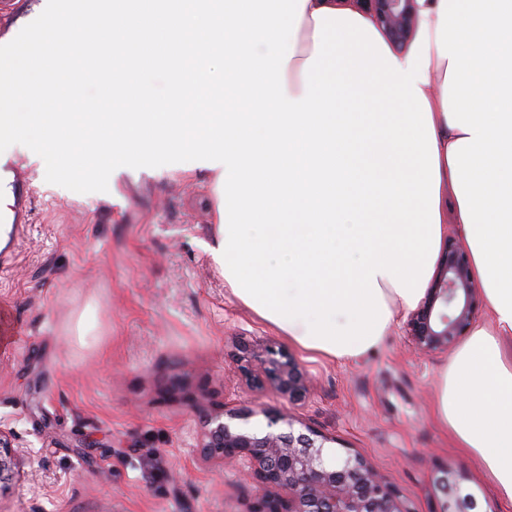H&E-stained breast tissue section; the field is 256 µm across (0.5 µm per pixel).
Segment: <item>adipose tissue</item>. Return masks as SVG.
Masks as SVG:
<instances>
[{"label":"adipose tissue","instance_id":"ef3b65f1","mask_svg":"<svg viewBox=\"0 0 512 512\" xmlns=\"http://www.w3.org/2000/svg\"><path fill=\"white\" fill-rule=\"evenodd\" d=\"M323 0H304L285 83L304 92ZM428 24L421 90L431 108L441 189L469 244L487 322L438 372L434 410L459 448L512 504V0H418Z\"/></svg>","mask_w":512,"mask_h":512}]
</instances>
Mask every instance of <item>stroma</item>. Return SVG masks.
I'll list each match as a JSON object with an SVG mask.
<instances>
[{
  "label": "stroma",
  "instance_id": "stroma-1",
  "mask_svg": "<svg viewBox=\"0 0 512 512\" xmlns=\"http://www.w3.org/2000/svg\"><path fill=\"white\" fill-rule=\"evenodd\" d=\"M44 0H0V45ZM29 175V221L0 244V429L15 476L0 512H254L262 495L238 466L207 458L210 416L250 413L267 430L287 413L368 459L407 512H438V470L462 472L483 512H512L434 413L447 354L415 351L399 314L384 342L351 360L305 352L224 285L206 246L216 222L200 174H113L77 193ZM91 311L94 334L72 328ZM292 356L305 398L255 388L236 358Z\"/></svg>",
  "mask_w": 512,
  "mask_h": 512
}]
</instances>
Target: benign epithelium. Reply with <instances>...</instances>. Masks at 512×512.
Masks as SVG:
<instances>
[{
	"label": "benign epithelium",
	"mask_w": 512,
	"mask_h": 512,
	"mask_svg": "<svg viewBox=\"0 0 512 512\" xmlns=\"http://www.w3.org/2000/svg\"><path fill=\"white\" fill-rule=\"evenodd\" d=\"M370 18L389 44L405 51L417 29V0H347ZM481 289L471 275L470 256L453 233L446 238L424 300L410 313L406 334L415 349L445 353L468 334L479 310ZM256 387L269 382L290 401L306 393V379L292 358L259 361L249 370ZM203 452L244 465L243 475L263 489L256 512H408L398 491L358 453L331 452L330 438L293 427L254 432L214 416ZM14 439L0 431V484L15 467ZM460 472L441 469L435 478L439 512H482L474 491Z\"/></svg>",
	"instance_id": "obj_1"
}]
</instances>
